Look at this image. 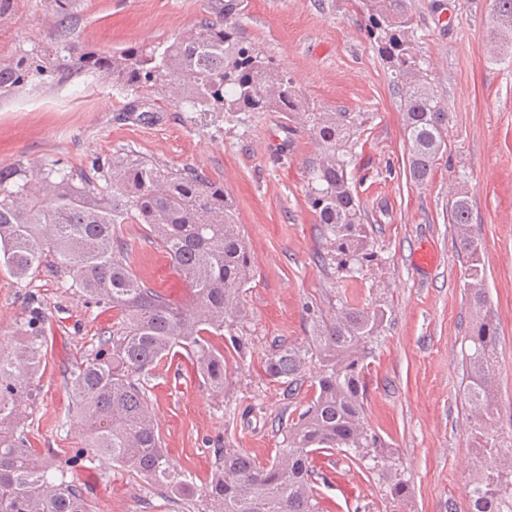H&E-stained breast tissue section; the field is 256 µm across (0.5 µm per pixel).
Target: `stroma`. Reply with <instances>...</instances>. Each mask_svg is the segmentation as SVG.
<instances>
[{
	"mask_svg": "<svg viewBox=\"0 0 512 512\" xmlns=\"http://www.w3.org/2000/svg\"><path fill=\"white\" fill-rule=\"evenodd\" d=\"M356 0H244L239 22L275 64L287 70L307 102L323 112H360L349 169L364 211L367 257L356 271L338 268L322 225L307 203V169L319 149L279 113L185 112L163 92L149 93V113L125 111L132 94L98 74L58 79L48 70L0 96V167L22 164L38 177L51 161L90 168L131 153L174 169L192 168L223 181L234 196L253 271L241 295L236 331L245 358L228 361L223 391L203 385L190 362H159L145 386L156 430L171 464L196 488L211 480L218 452L235 448L261 461L279 454L282 425L311 395L309 377L287 385L266 376L278 346L307 349L318 320L337 304L381 308L384 327L368 357L366 419L399 455L411 477L407 501L387 498L343 454L313 459L324 512H466V480L475 449L464 402L461 343L484 316L497 326L496 389L502 421L512 420V66L491 40L489 0H412L419 50L448 108V150L428 181L409 173L403 114L385 62L370 44ZM224 0H79L69 25L67 64L86 51L109 54L172 40ZM57 19L47 0H25L0 27V57L50 43ZM472 201V231L485 262L488 303L470 306L466 264L455 249L448 200ZM135 271L175 302L188 283L138 224L122 227ZM434 248L432 270L414 255ZM49 330L39 396L24 428L31 448L70 458L86 445L63 372L116 322L114 311L65 287L49 266L22 281L0 272V348L19 337L30 298ZM93 512H198L193 499L173 502L140 476L99 463L70 469Z\"/></svg>",
	"mask_w": 512,
	"mask_h": 512,
	"instance_id": "obj_1",
	"label": "stroma"
}]
</instances>
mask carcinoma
<instances>
[{
  "instance_id": "1",
  "label": "carcinoma",
  "mask_w": 512,
  "mask_h": 512,
  "mask_svg": "<svg viewBox=\"0 0 512 512\" xmlns=\"http://www.w3.org/2000/svg\"><path fill=\"white\" fill-rule=\"evenodd\" d=\"M243 2L224 0L222 16L202 19L166 44L112 55L85 52L77 68L108 73L135 93L127 112L149 111L141 92L158 88L167 75L176 103L190 112H278L302 125L320 149L319 161L308 168V204L340 263H353L367 239L348 178L351 135L362 115L311 108L288 72L274 66L237 22ZM75 6L76 0H53L59 24L52 44L67 41ZM359 10L400 97L410 176L422 182L447 148L448 110L416 48L411 0H360ZM489 23L492 38L511 43L512 0H491ZM51 56L45 47L1 57L0 95L42 75ZM448 216L457 228L456 250L466 257L467 296L480 309L487 301L485 275L481 246L469 231L466 193L450 199ZM123 224L147 226L172 268L189 282L186 303L170 301L133 271ZM48 257L69 276L70 287L118 317L63 374L88 440L87 454L79 457L133 472L169 496H193L187 476L171 469L163 452L143 378L179 347L204 383L222 391L224 351L209 337L227 331L238 357L248 351L246 339L232 333L242 317L240 294L252 262L232 194L191 168L173 170L126 153L91 173L48 163L36 192L25 167H0V268L21 280ZM385 321L382 309L342 306L316 326L311 351L282 345L268 358V377L294 381L308 355H315L313 395L285 423L286 448L274 459L261 462L224 449L204 493V512H320L312 461L324 449L369 473L386 497L407 500L410 479L400 460L366 426V348ZM46 334L40 302L32 298L22 337L0 351V512H93L82 487L67 480V470L27 447L23 435L27 408L38 395ZM463 343L473 442L486 458L477 489L467 494L468 512H512V433L499 427L494 402L497 328L482 319Z\"/></svg>"
}]
</instances>
